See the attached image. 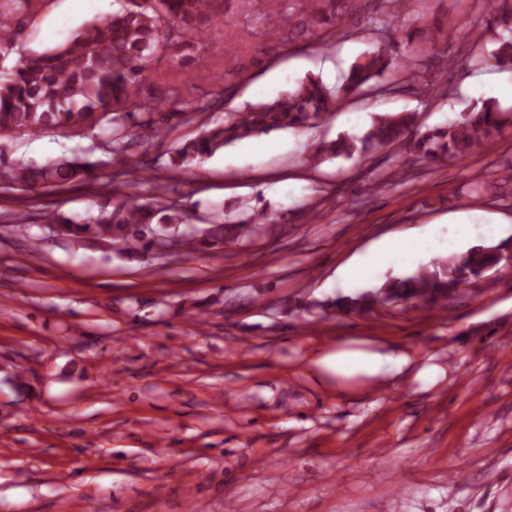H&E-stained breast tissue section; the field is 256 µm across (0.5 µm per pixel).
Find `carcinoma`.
Masks as SVG:
<instances>
[{
  "mask_svg": "<svg viewBox=\"0 0 512 512\" xmlns=\"http://www.w3.org/2000/svg\"><path fill=\"white\" fill-rule=\"evenodd\" d=\"M231 0H138L131 9L77 30L64 44L42 52L19 53L26 11L42 7V0H0V180L33 189L39 186L84 181L94 176L97 163L89 160H50L42 165H5L8 141L40 131L61 129L72 136L109 132L112 151L124 154L127 146L151 142L170 128L179 92L154 86L160 75L190 63L203 64L202 35L224 14ZM293 6L266 18L271 42L292 36L309 37L330 49L346 37L336 21V0H292ZM486 10L497 47L472 55L476 64L491 61L512 66V0H488ZM19 58L5 66L13 54ZM388 69L412 70V61L384 51L362 55L350 68L345 82L333 89L319 79L295 82L275 101L259 104L216 124L185 141L174 151L170 167L181 169L214 155L232 141L313 125L332 111L336 102L355 93H377L375 79ZM508 120L498 104L487 100L444 127L414 132L415 113L374 119L366 133L322 141L310 154L312 167L325 159L351 158L373 149H400L413 161L438 166L448 159L493 144ZM67 236L109 242L127 251L190 250L222 245L233 248L252 238L265 224L275 223L264 209L254 210L238 222L215 218L199 231L182 227L186 219L177 205L158 198L146 202L125 195L97 205L75 221L54 219ZM504 245H478L436 259L434 270H420L405 278L388 279L355 297L341 296L331 306L351 312L365 306L420 302L437 304L448 294L507 260Z\"/></svg>",
  "mask_w": 512,
  "mask_h": 512,
  "instance_id": "1",
  "label": "carcinoma"
}]
</instances>
